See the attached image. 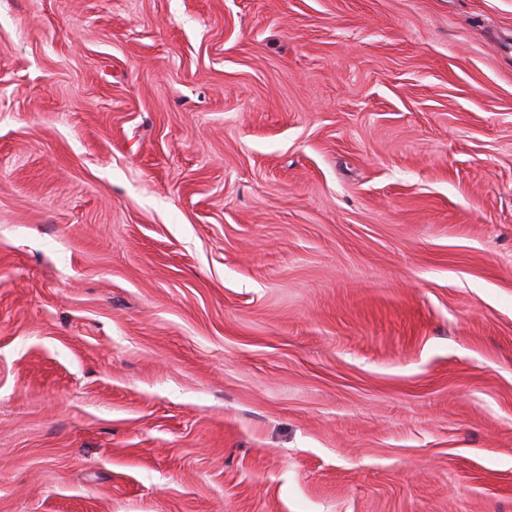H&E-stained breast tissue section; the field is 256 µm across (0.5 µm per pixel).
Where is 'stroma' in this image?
I'll list each match as a JSON object with an SVG mask.
<instances>
[{"instance_id": "35a3bbf8", "label": "stroma", "mask_w": 512, "mask_h": 512, "mask_svg": "<svg viewBox=\"0 0 512 512\" xmlns=\"http://www.w3.org/2000/svg\"><path fill=\"white\" fill-rule=\"evenodd\" d=\"M0 512H512V0H0Z\"/></svg>"}]
</instances>
